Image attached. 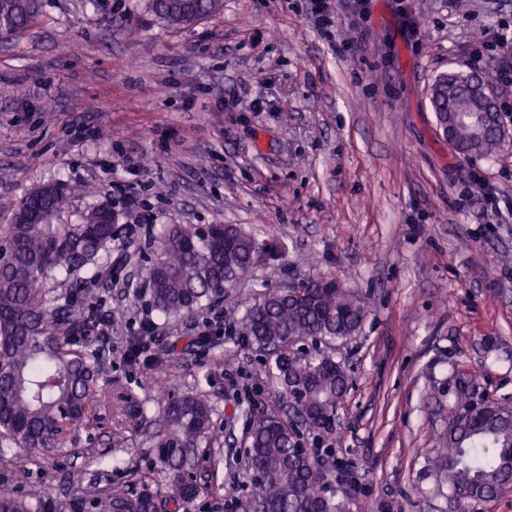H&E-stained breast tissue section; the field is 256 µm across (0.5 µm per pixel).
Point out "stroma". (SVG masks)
<instances>
[{
	"instance_id": "35a3bbf8",
	"label": "stroma",
	"mask_w": 512,
	"mask_h": 512,
	"mask_svg": "<svg viewBox=\"0 0 512 512\" xmlns=\"http://www.w3.org/2000/svg\"><path fill=\"white\" fill-rule=\"evenodd\" d=\"M37 5L36 24L0 43V225L48 181L88 189L65 220L116 208L111 173L131 166L148 221L113 241L125 263L95 291L112 318L99 381L111 407L67 456L0 454V483L78 512L89 482L148 466L160 381L182 394L201 380L226 463L217 494L192 512H237L252 493L242 410L266 392L263 356L231 329L265 289L324 277L368 298L361 329L333 353L353 378L328 439L344 512H512V492L451 504L433 466L459 377L477 374L480 394L512 406V212L492 209L472 180L484 175L512 200V124L495 153L465 158L430 103L438 75L468 69L488 31L512 25V0H413L415 39L395 0H371L367 18L337 16L346 53L320 38L307 0H224L187 27L149 0ZM260 91L265 110L241 111ZM165 224H235L280 252L202 311L160 325L188 348L135 374L125 338L156 317L146 270Z\"/></svg>"
}]
</instances>
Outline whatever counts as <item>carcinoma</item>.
<instances>
[{
	"label": "carcinoma",
	"instance_id": "1",
	"mask_svg": "<svg viewBox=\"0 0 512 512\" xmlns=\"http://www.w3.org/2000/svg\"><path fill=\"white\" fill-rule=\"evenodd\" d=\"M168 23L191 24L223 9V0H152ZM36 0H0V36L31 26ZM448 84V111L466 94L451 71L436 79ZM488 140L477 154L490 155L503 143L497 106L490 108ZM76 188L54 182L29 191L12 221L0 225V444L51 459L75 447L105 401L97 385L101 353L86 342L109 321L74 302L101 278H112L111 245L117 215L94 206L76 224L60 215ZM159 256L147 268L152 308L167 319L189 316L233 288L262 262L265 246L232 224H166L157 240ZM300 299L272 288L249 305L235 338L265 356L267 398L247 411L249 447L245 467L266 512H337L326 495L336 476L318 474L314 463L330 450L304 446L301 430L319 436L332 430L337 404L350 384L345 366L328 353L296 351L307 340L328 345L361 328L366 298L336 281L316 278L300 286ZM178 341L154 335L150 323L128 339L127 362L141 373L173 357ZM216 409L203 391L168 399L154 460L129 473L127 485L91 493L112 512H189L213 492L200 473H215ZM438 472L454 497L491 501L512 488V410L469 389L459 380L448 403V443L437 451ZM0 512H60L51 496H24L0 485Z\"/></svg>",
	"mask_w": 512,
	"mask_h": 512
}]
</instances>
